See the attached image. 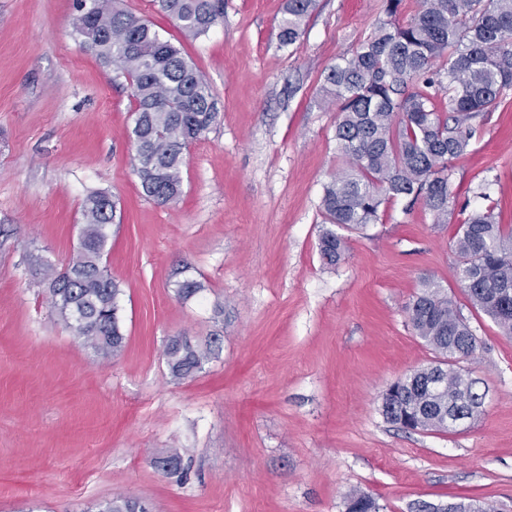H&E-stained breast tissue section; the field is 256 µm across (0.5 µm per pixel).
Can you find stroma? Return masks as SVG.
<instances>
[{
  "mask_svg": "<svg viewBox=\"0 0 512 512\" xmlns=\"http://www.w3.org/2000/svg\"><path fill=\"white\" fill-rule=\"evenodd\" d=\"M283 3L224 0L192 38L156 0H124L200 71L217 111L161 206L133 165L132 88L74 35L76 0H0V512H92L127 492L151 512H345L356 490L380 512L464 499L512 512V335L472 307L452 248L462 210L492 201L512 225V87L453 163L446 223L392 201L324 266L323 187L340 161L323 76L384 0H316L287 47ZM94 190L117 203L103 263L125 343L106 361L35 272L78 251ZM425 276L479 340L459 365L485 400L452 431L409 434L381 395L435 359L406 313ZM187 279L204 289L184 301ZM175 336L218 340L180 381L163 356ZM170 451L183 480L154 464Z\"/></svg>",
  "mask_w": 512,
  "mask_h": 512,
  "instance_id": "stroma-1",
  "label": "stroma"
}]
</instances>
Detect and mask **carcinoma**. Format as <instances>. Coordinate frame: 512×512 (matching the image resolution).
Instances as JSON below:
<instances>
[{"label": "carcinoma", "mask_w": 512, "mask_h": 512, "mask_svg": "<svg viewBox=\"0 0 512 512\" xmlns=\"http://www.w3.org/2000/svg\"><path fill=\"white\" fill-rule=\"evenodd\" d=\"M74 33L116 76L129 80L136 106L131 136L136 173L144 194L158 204L180 197L184 151L215 123L208 83L180 48L160 38L150 22L121 0H77ZM159 7L192 37L224 17V0H158ZM403 0H386L385 18L355 51L325 74V101L336 105V143L341 166L324 187L325 229L319 240L324 265L345 257L346 240L336 228L362 230L380 219L393 199L423 204L444 224L455 199L451 163L465 155L476 121L501 105L512 87V0H422L400 18ZM314 0H286L279 40L292 45ZM496 206L469 213L452 241L455 277L471 304L512 335V226L501 224ZM116 205L105 191L84 200L79 250L58 271L42 264L52 306L95 355H118L124 336L118 321L121 289L103 265L107 227ZM410 325L436 354L433 364L388 386L384 417L408 432L449 430L439 417L456 408L474 416L483 395L457 367V351L475 353L478 338L441 285L430 277L406 306ZM212 343H168L164 355L173 378L202 371ZM439 386L429 389V383ZM97 512H148L139 500L117 496Z\"/></svg>", "instance_id": "carcinoma-1"}]
</instances>
